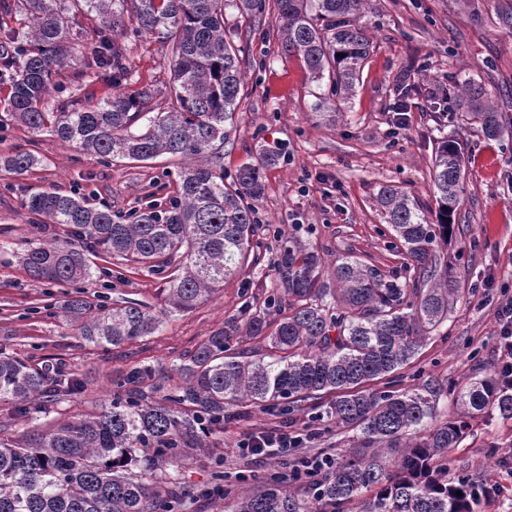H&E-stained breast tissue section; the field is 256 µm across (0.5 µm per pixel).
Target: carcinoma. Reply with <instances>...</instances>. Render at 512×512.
Here are the masks:
<instances>
[{"label": "carcinoma", "mask_w": 512, "mask_h": 512, "mask_svg": "<svg viewBox=\"0 0 512 512\" xmlns=\"http://www.w3.org/2000/svg\"><path fill=\"white\" fill-rule=\"evenodd\" d=\"M365 0H274L281 48L302 57L317 80L328 78L332 95H353L370 51L361 23ZM227 0H0V15H25L26 31L0 24L12 53L0 55L10 72L12 116L34 133L47 131L77 150L104 160L147 162L168 154L186 161L177 191L163 208L151 206L126 222L109 207L57 192L39 191L25 202L42 225L60 226L65 238L29 247L23 264L36 281L64 284L93 274L89 257L115 258L150 270L175 265L166 281L169 312H187L246 263L256 265L253 202L263 193V170L278 153L265 150L224 182L226 125L234 122L244 65L241 47L224 37ZM71 11L95 23L81 69L67 31ZM171 49L172 106L156 110L154 94L119 87L130 69L124 41L129 23ZM104 69L112 97L92 108L69 96L45 111L53 94L88 71ZM467 119L495 138L504 125L494 102L469 83L452 96ZM38 159L23 151L0 156V168L26 172ZM463 152L443 140L432 168L431 210L394 185L380 188L382 219L403 248L412 277L385 278L376 266L342 255L325 270L320 252L296 235L281 240L275 263L280 296L224 321L181 358L175 370L184 385L163 399L155 370L128 372L121 390L100 411L45 430L0 440V512H172L179 498L178 462L203 447L202 428L224 424V406L248 401L280 408L283 416L319 411L356 432L358 445L328 455L329 467L309 480L311 499L346 512H473L476 481L447 479L448 456L466 437L468 420L481 414L512 420V385L500 372L444 389L427 379L407 391H376L409 364L432 333L448 320L459 276L441 261L452 237L463 193ZM288 315H282V306ZM64 316L98 345L118 347L153 335L161 317L149 307L120 300L107 309L68 298ZM336 336H331V331ZM263 336L269 353L250 359L230 351L235 336ZM82 382L61 370L35 368L0 352V404L14 420L68 401ZM463 407L454 417L438 411L443 393ZM333 394L327 409L323 399ZM413 440L396 469L386 453ZM234 512H311L309 501L286 489L281 476L238 497Z\"/></svg>", "instance_id": "carcinoma-1"}]
</instances>
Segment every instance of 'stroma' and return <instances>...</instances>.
I'll return each instance as SVG.
<instances>
[{"label": "stroma", "instance_id": "obj_1", "mask_svg": "<svg viewBox=\"0 0 512 512\" xmlns=\"http://www.w3.org/2000/svg\"><path fill=\"white\" fill-rule=\"evenodd\" d=\"M224 20L227 36L241 45L246 59L224 173L234 176L261 149L281 153L265 169L264 192L254 203L263 224L253 241L260 264L245 266L185 313L166 312V276L145 268L119 278L104 268L73 287L32 281L23 254L30 243L62 230L53 224L40 231L32 227L24 206L30 193H76L125 220L171 196L184 162L169 155L107 162L55 135L32 132L11 118V87L4 78L0 154L22 150L39 163L20 175L0 170V350L38 367L60 368L84 383V391L63 404L66 419L100 410L123 377L143 365L156 370L164 391L181 387L174 369L179 359L227 318L240 316L244 304L259 307L273 295L278 236L298 232L325 259L349 253L384 275L400 272L402 256L377 211L376 195L381 186L396 185L421 203L432 202V156L443 138L452 137L462 147L465 182L447 256L461 273V289L447 322L400 369L398 386L407 389L428 378L461 386L476 366L500 367L498 311L512 300V137L487 139L459 111L437 122L431 108L444 90L471 82L498 104L504 126H512V0H368L362 23L370 54L353 97L333 117L315 108L330 95L328 80L313 79L300 57L282 50L270 0H263L253 18L227 6ZM125 41L132 73L125 92L150 87L160 110H168V48L133 31ZM401 85L411 94L407 122L399 127L389 106ZM77 294L101 305L134 300L161 313L162 324L154 335L118 347L87 342L61 312L64 301ZM281 421L271 407L226 408L224 424L211 432L206 448L187 453L180 467L183 493L173 512H231V497L242 482L259 485L269 475L290 472L301 456L354 444L352 432L330 424L286 457L249 463L239 458L236 445L245 434L280 427ZM465 475L497 488L474 512H512V420H472L448 458L449 478ZM218 483L227 498L199 497L200 489Z\"/></svg>", "mask_w": 512, "mask_h": 512}]
</instances>
